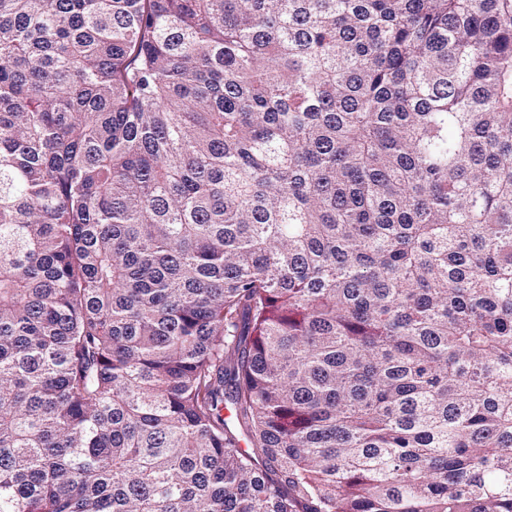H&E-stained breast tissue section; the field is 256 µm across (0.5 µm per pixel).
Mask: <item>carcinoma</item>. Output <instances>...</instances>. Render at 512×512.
Wrapping results in <instances>:
<instances>
[{
  "instance_id": "1",
  "label": "carcinoma",
  "mask_w": 512,
  "mask_h": 512,
  "mask_svg": "<svg viewBox=\"0 0 512 512\" xmlns=\"http://www.w3.org/2000/svg\"><path fill=\"white\" fill-rule=\"evenodd\" d=\"M0 512H512V0H0Z\"/></svg>"
}]
</instances>
